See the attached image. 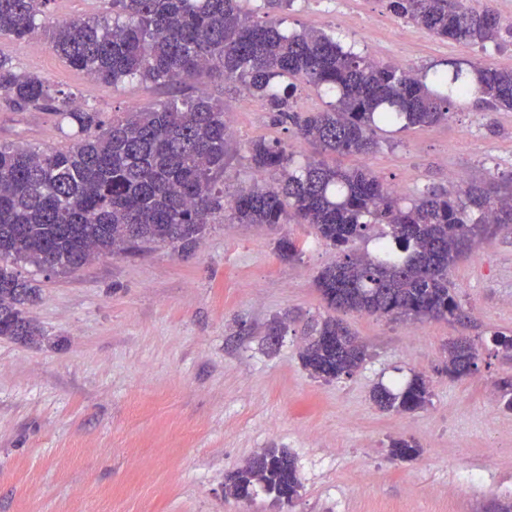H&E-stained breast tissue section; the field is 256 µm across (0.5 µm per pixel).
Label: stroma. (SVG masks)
<instances>
[{
    "instance_id": "35a3bbf8",
    "label": "stroma",
    "mask_w": 512,
    "mask_h": 512,
    "mask_svg": "<svg viewBox=\"0 0 512 512\" xmlns=\"http://www.w3.org/2000/svg\"><path fill=\"white\" fill-rule=\"evenodd\" d=\"M289 29H316L375 61L422 74L447 61L512 68V39L487 49L443 41L398 17L387 0H294ZM0 53L104 117L196 91L224 100L240 143L279 141L314 154L259 98L200 76L184 85L89 82L49 49L0 37ZM64 147L72 140L46 112H0V141ZM366 167L400 197L427 188L455 193L512 176V111L470 105L447 122L383 140ZM296 240L298 260L277 255ZM337 252L305 224L277 230L216 223L190 250L155 246L104 255L75 273L18 272L39 288L26 315L39 342L0 336V512H498L512 506V353L491 342L512 335V227L479 240L452 269L470 320L414 325L356 313L342 321L366 346L349 377H311L299 360L309 325L329 317L316 277ZM281 339L270 344L271 327ZM459 336L478 348V369L452 380L445 348ZM431 382L422 410L380 411L378 385L412 375ZM414 438V460L389 454ZM264 448L296 459L292 505L260 494L224 495V477Z\"/></svg>"
}]
</instances>
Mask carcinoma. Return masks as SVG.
Returning a JSON list of instances; mask_svg holds the SVG:
<instances>
[{
    "label": "carcinoma",
    "instance_id": "obj_1",
    "mask_svg": "<svg viewBox=\"0 0 512 512\" xmlns=\"http://www.w3.org/2000/svg\"><path fill=\"white\" fill-rule=\"evenodd\" d=\"M51 2L0 0V36L29 41ZM246 2L101 0L96 17L64 18L41 29L53 53L105 85L130 79L181 84L203 73L238 83L280 122H293L296 136L322 155L298 160L278 142L251 141L244 149L262 180L227 197L219 185L231 150L224 103L201 91L105 120L94 108L73 106L74 93L0 54L5 110L50 111L77 129L65 150L0 142V336L32 343L42 336L25 316L39 289L18 273L17 263L77 271L102 255L152 244L184 248L218 217L232 224L309 225L339 251L316 278L333 310L411 323L464 318L449 272L491 225L512 223V191L492 180L453 196L431 189L407 201L372 171L336 167L325 157L368 156L380 145L382 127L402 132L446 122L475 94L491 109L512 111V69L450 61L444 72L413 74L321 31H288L294 0H264L263 21L253 20ZM390 8L458 44L483 47L512 38V28H503L489 6L390 0ZM299 81L332 97L324 111L294 113ZM365 238L372 251L350 248ZM277 250L288 260L301 252L287 237ZM477 356L474 342L461 336L448 342L442 371L466 378ZM299 357L310 376L330 381L356 372L366 351L341 320L329 317L304 338ZM430 397V382L420 374L373 393L380 409L397 413L421 409ZM420 453L412 438L390 443L395 460ZM300 488L295 457L266 448L227 474L224 494L249 500L260 489L290 505Z\"/></svg>",
    "mask_w": 512,
    "mask_h": 512
}]
</instances>
